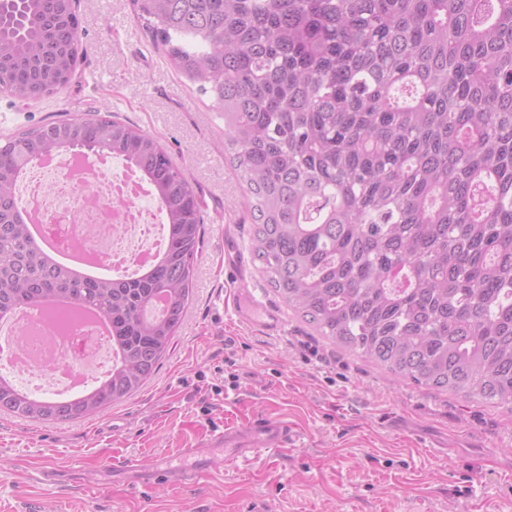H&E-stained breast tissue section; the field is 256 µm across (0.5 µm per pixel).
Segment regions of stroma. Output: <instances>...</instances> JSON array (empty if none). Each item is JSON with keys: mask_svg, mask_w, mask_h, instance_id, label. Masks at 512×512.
<instances>
[{"mask_svg": "<svg viewBox=\"0 0 512 512\" xmlns=\"http://www.w3.org/2000/svg\"><path fill=\"white\" fill-rule=\"evenodd\" d=\"M82 45L60 93H0V140L91 111L156 137L203 204V243L185 317L154 377L79 420L38 422L0 412V512H512V405L466 399L337 350L268 285L251 253L253 220L224 153L209 96L180 79L135 21L130 0H77ZM242 257L224 265V248ZM284 322L269 335L239 321L233 286ZM262 414L296 442L251 465L222 455L188 487L131 489L112 462L184 460L224 427ZM68 474L58 487L41 472Z\"/></svg>", "mask_w": 512, "mask_h": 512, "instance_id": "stroma-1", "label": "stroma"}]
</instances>
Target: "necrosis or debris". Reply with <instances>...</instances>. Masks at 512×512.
Segmentation results:
<instances>
[{
    "label": "necrosis or debris",
    "mask_w": 512,
    "mask_h": 512,
    "mask_svg": "<svg viewBox=\"0 0 512 512\" xmlns=\"http://www.w3.org/2000/svg\"><path fill=\"white\" fill-rule=\"evenodd\" d=\"M68 157L33 169L23 185L26 196L43 216L44 236L63 253L75 243L99 254L106 264L152 263L165 234L160 207L143 206L152 190L140 176H125L115 155L94 159L83 176L74 177ZM15 335L25 355L12 370L21 385L46 391L77 387L85 374L105 365L109 349L85 321L24 320Z\"/></svg>",
    "instance_id": "1"
}]
</instances>
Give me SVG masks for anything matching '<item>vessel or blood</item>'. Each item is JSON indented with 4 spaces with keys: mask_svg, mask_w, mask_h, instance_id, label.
Returning <instances> with one entry per match:
<instances>
[{
    "mask_svg": "<svg viewBox=\"0 0 512 512\" xmlns=\"http://www.w3.org/2000/svg\"><path fill=\"white\" fill-rule=\"evenodd\" d=\"M232 306L238 316L250 325L259 327L266 333H278L284 328L280 318L250 291L237 289ZM214 447L228 448L231 451L230 463L252 462L262 454L272 453L293 444L291 428L286 422L273 420L265 416L254 417L241 431L222 430L213 434ZM186 456L195 458L196 463L187 467H145L132 459L114 461L113 470L128 475L133 487L168 484L187 486L212 466V458L205 449L189 448Z\"/></svg>",
    "mask_w": 512,
    "mask_h": 512,
    "instance_id": "obj_1",
    "label": "vessel or blood"
}]
</instances>
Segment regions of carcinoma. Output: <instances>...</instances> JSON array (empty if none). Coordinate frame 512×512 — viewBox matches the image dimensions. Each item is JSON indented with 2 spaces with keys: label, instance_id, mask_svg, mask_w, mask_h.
Segmentation results:
<instances>
[{
  "label": "carcinoma",
  "instance_id": "obj_1",
  "mask_svg": "<svg viewBox=\"0 0 512 512\" xmlns=\"http://www.w3.org/2000/svg\"><path fill=\"white\" fill-rule=\"evenodd\" d=\"M224 116L255 260L336 347L464 398L512 404V0H130ZM74 0H0V91L57 93L76 70ZM109 152L147 180L167 247L87 278L33 240L15 187L46 153ZM201 203L159 141L88 115L0 142V312L50 297L112 323V374L80 398L0 376V412L84 418L159 368L190 296Z\"/></svg>",
  "mask_w": 512,
  "mask_h": 512
}]
</instances>
